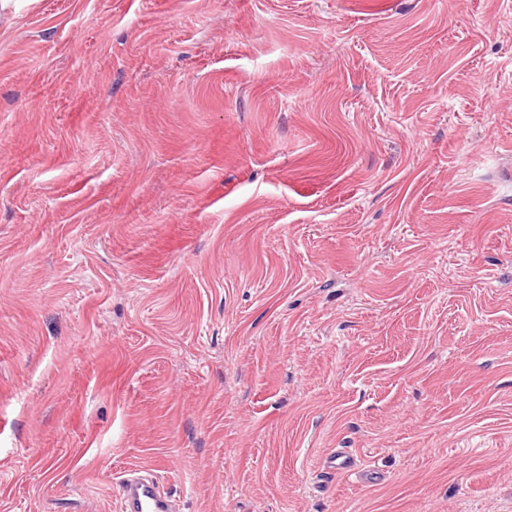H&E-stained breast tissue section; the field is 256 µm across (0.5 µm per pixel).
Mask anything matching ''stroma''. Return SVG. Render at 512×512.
I'll return each mask as SVG.
<instances>
[{
    "label": "stroma",
    "mask_w": 512,
    "mask_h": 512,
    "mask_svg": "<svg viewBox=\"0 0 512 512\" xmlns=\"http://www.w3.org/2000/svg\"><path fill=\"white\" fill-rule=\"evenodd\" d=\"M140 468L182 512H512V0L0 25V512Z\"/></svg>",
    "instance_id": "1"
}]
</instances>
